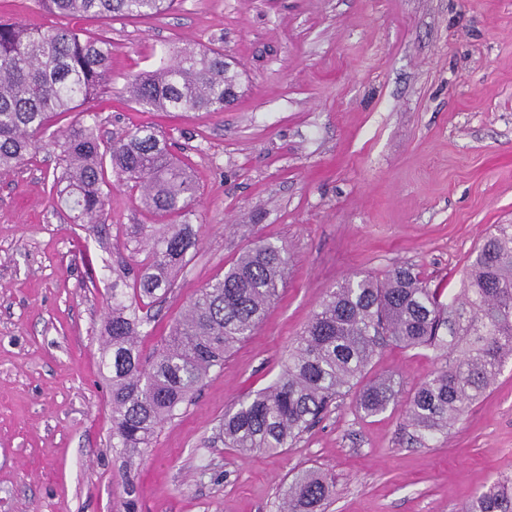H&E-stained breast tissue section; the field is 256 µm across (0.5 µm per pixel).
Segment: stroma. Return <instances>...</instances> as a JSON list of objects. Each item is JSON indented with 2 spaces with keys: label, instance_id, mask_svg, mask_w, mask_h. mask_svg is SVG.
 Listing matches in <instances>:
<instances>
[{
  "label": "stroma",
  "instance_id": "stroma-1",
  "mask_svg": "<svg viewBox=\"0 0 512 512\" xmlns=\"http://www.w3.org/2000/svg\"><path fill=\"white\" fill-rule=\"evenodd\" d=\"M110 40L112 88L89 102L105 136L139 126L191 167L199 246L151 303L144 352L254 244L286 246L285 284L253 334L126 461L110 439L106 300L137 295L126 228L152 224L114 184L106 223H73L39 152L0 172V512H279L294 469L335 480L325 512H460L512 473V360L449 435L419 439L401 409L352 397L278 454L240 455L224 413L272 384L330 288L398 266L454 296L492 225L512 224V0H178L150 19L75 18ZM221 49L240 74L224 111L130 102L127 78L170 46ZM386 345L369 368L399 397L438 368ZM134 495H127V487Z\"/></svg>",
  "mask_w": 512,
  "mask_h": 512
}]
</instances>
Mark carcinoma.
Returning a JSON list of instances; mask_svg holds the SVG:
<instances>
[{"mask_svg":"<svg viewBox=\"0 0 512 512\" xmlns=\"http://www.w3.org/2000/svg\"><path fill=\"white\" fill-rule=\"evenodd\" d=\"M175 0H41L62 17L146 19ZM112 47L66 26L31 31L0 17V171L26 164L41 150L57 153L51 190L83 224L108 215L111 167L140 190L144 206L164 224L130 225L134 250L148 260L134 277L141 298L168 292L173 274L196 249L185 220L196 186L189 168L152 130L139 128L105 140L97 115L43 140L53 119L112 84ZM239 74L224 53L182 48L174 59L127 80L130 100L153 112H222L237 97ZM181 217L183 221L176 222ZM288 251L266 242L249 249L224 276L200 290L169 335L149 354L141 348L150 317L112 293L105 353L112 370V447L129 457L175 418L224 357L252 334L278 297ZM393 344L441 353L442 363L399 405L391 376L367 378L379 348ZM512 360V224H496L476 249L459 294L441 301L440 289L411 268L385 280L355 275L329 291L295 340L282 373L268 387L224 414V445L242 454L278 453L322 418L338 399L353 395L367 416L399 406L417 437L448 433L494 384ZM333 493L331 478L309 468L282 493L281 512H319ZM463 512H512V478L478 490Z\"/></svg>","mask_w":512,"mask_h":512,"instance_id":"1","label":"carcinoma"}]
</instances>
